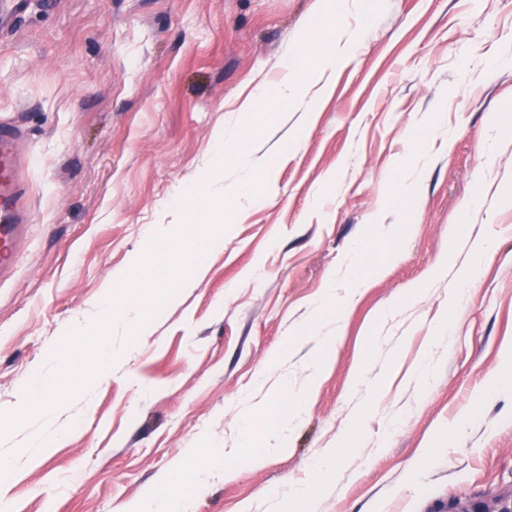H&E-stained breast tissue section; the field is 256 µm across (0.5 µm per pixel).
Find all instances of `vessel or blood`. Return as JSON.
<instances>
[{
  "instance_id": "b4317fda",
  "label": "vessel or blood",
  "mask_w": 512,
  "mask_h": 512,
  "mask_svg": "<svg viewBox=\"0 0 512 512\" xmlns=\"http://www.w3.org/2000/svg\"><path fill=\"white\" fill-rule=\"evenodd\" d=\"M21 137L22 129L16 121L0 119V239L8 243L6 252L0 253V278L13 270L18 244L32 222L17 154Z\"/></svg>"
}]
</instances>
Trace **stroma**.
Here are the masks:
<instances>
[{
  "label": "stroma",
  "mask_w": 512,
  "mask_h": 512,
  "mask_svg": "<svg viewBox=\"0 0 512 512\" xmlns=\"http://www.w3.org/2000/svg\"><path fill=\"white\" fill-rule=\"evenodd\" d=\"M319 6L56 0L0 32L35 217L0 281V412L53 373L148 228L177 222L186 183L239 179L212 166L218 131L249 132L234 157L274 176L234 200L196 287L147 321L133 302L141 336L115 328L112 377L57 408V448L24 455L36 417L0 440L10 512H120L178 460L188 512H279L302 488L318 512H446L512 488V0H336L353 51L330 94L262 126L243 104L283 78L287 45L316 46ZM485 236L498 248L463 281ZM271 428L282 447L262 446ZM190 448L225 450V469L197 477Z\"/></svg>",
  "instance_id": "stroma-1"
}]
</instances>
